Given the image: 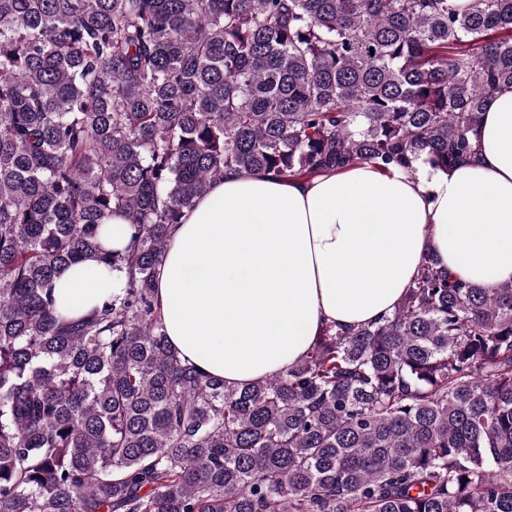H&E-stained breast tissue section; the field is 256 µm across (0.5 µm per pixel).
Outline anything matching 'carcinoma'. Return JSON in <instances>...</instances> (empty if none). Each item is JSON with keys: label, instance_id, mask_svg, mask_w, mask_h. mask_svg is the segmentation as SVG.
<instances>
[{"label": "carcinoma", "instance_id": "obj_1", "mask_svg": "<svg viewBox=\"0 0 512 512\" xmlns=\"http://www.w3.org/2000/svg\"><path fill=\"white\" fill-rule=\"evenodd\" d=\"M503 86L512 0H0V512H512V282L428 254L391 316L241 386L155 285L224 171L446 173ZM88 261L125 284L68 319Z\"/></svg>", "mask_w": 512, "mask_h": 512}]
</instances>
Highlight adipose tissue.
Listing matches in <instances>:
<instances>
[{"mask_svg": "<svg viewBox=\"0 0 512 512\" xmlns=\"http://www.w3.org/2000/svg\"><path fill=\"white\" fill-rule=\"evenodd\" d=\"M477 144L431 179L365 165L308 179L225 172L171 228L157 269L172 346L237 386L295 365L326 326L390 315L425 255L483 288L512 282V87L489 100ZM124 282L71 267L59 309L83 315Z\"/></svg>", "mask_w": 512, "mask_h": 512, "instance_id": "1", "label": "adipose tissue"}]
</instances>
